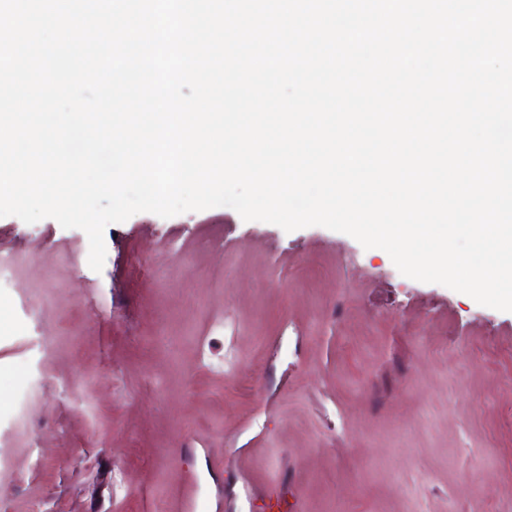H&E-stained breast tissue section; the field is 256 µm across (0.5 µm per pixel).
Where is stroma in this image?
<instances>
[{
	"mask_svg": "<svg viewBox=\"0 0 512 512\" xmlns=\"http://www.w3.org/2000/svg\"><path fill=\"white\" fill-rule=\"evenodd\" d=\"M104 241L0 217V512H512V312L228 207Z\"/></svg>",
	"mask_w": 512,
	"mask_h": 512,
	"instance_id": "1",
	"label": "stroma"
}]
</instances>
